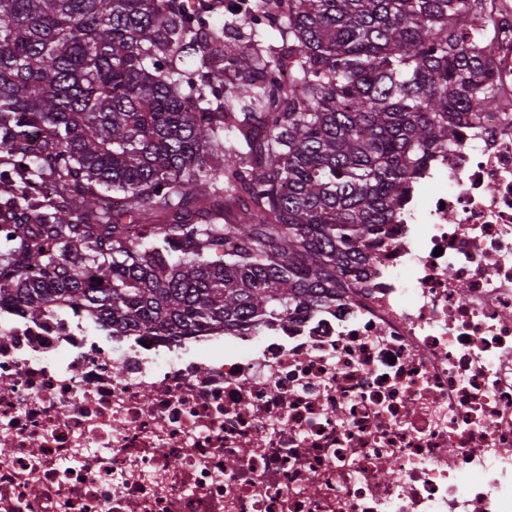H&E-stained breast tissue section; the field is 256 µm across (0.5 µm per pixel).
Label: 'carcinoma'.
<instances>
[{
	"label": "carcinoma",
	"instance_id": "1",
	"mask_svg": "<svg viewBox=\"0 0 512 512\" xmlns=\"http://www.w3.org/2000/svg\"><path fill=\"white\" fill-rule=\"evenodd\" d=\"M484 0H0V310L243 334L336 304L461 112ZM281 39L264 56L267 29Z\"/></svg>",
	"mask_w": 512,
	"mask_h": 512
}]
</instances>
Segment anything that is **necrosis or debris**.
<instances>
[{"instance_id": "necrosis-or-debris-1", "label": "necrosis or debris", "mask_w": 512, "mask_h": 512, "mask_svg": "<svg viewBox=\"0 0 512 512\" xmlns=\"http://www.w3.org/2000/svg\"><path fill=\"white\" fill-rule=\"evenodd\" d=\"M463 26L497 106L334 307L144 340L0 310V512H512V0Z\"/></svg>"}]
</instances>
